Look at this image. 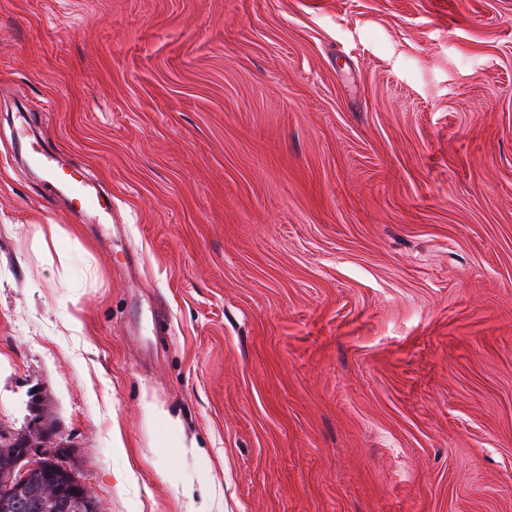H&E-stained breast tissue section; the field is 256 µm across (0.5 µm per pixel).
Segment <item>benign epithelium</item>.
Wrapping results in <instances>:
<instances>
[{"label": "benign epithelium", "instance_id": "7a95c632", "mask_svg": "<svg viewBox=\"0 0 512 512\" xmlns=\"http://www.w3.org/2000/svg\"><path fill=\"white\" fill-rule=\"evenodd\" d=\"M44 440L39 425L31 427L11 457L9 481L0 485V506L11 512H28L32 506L25 482L31 473L41 472L48 484L45 494L60 505L69 506L77 491L85 489L75 472L66 464L69 449L57 444L53 448H39Z\"/></svg>", "mask_w": 512, "mask_h": 512}]
</instances>
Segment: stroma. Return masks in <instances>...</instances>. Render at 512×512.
<instances>
[{
  "instance_id": "1",
  "label": "stroma",
  "mask_w": 512,
  "mask_h": 512,
  "mask_svg": "<svg viewBox=\"0 0 512 512\" xmlns=\"http://www.w3.org/2000/svg\"><path fill=\"white\" fill-rule=\"evenodd\" d=\"M38 418L104 512H512V0H0V430ZM61 179L56 173L54 177L45 180L44 186L50 195L58 198L65 196L71 207L79 212H97L108 208L109 197L106 198L97 189H93L84 178L71 177L65 181Z\"/></svg>"
}]
</instances>
